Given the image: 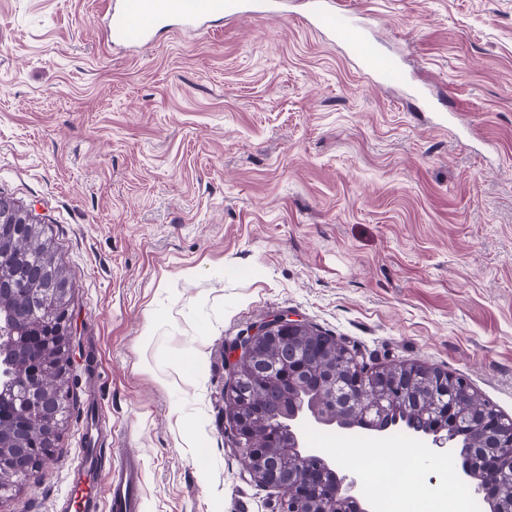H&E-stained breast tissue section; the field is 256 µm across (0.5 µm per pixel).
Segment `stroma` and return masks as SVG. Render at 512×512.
Instances as JSON below:
<instances>
[{"label": "stroma", "mask_w": 512, "mask_h": 512, "mask_svg": "<svg viewBox=\"0 0 512 512\" xmlns=\"http://www.w3.org/2000/svg\"><path fill=\"white\" fill-rule=\"evenodd\" d=\"M347 2L454 124L362 75L305 0L134 47L111 0H0V194L50 227L77 328L53 459L0 512H80L91 404L143 460L144 512H271L224 350L282 310L512 418V0Z\"/></svg>", "instance_id": "stroma-1"}]
</instances>
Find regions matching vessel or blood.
<instances>
[{
  "mask_svg": "<svg viewBox=\"0 0 512 512\" xmlns=\"http://www.w3.org/2000/svg\"><path fill=\"white\" fill-rule=\"evenodd\" d=\"M282 0H113L104 20L110 41L123 45L129 40L146 44L164 29L201 30L220 19L277 13ZM306 24L312 30L343 46L358 67L373 81L385 82L394 76L396 64L369 42L367 26L359 12L335 10L332 0H312ZM101 444L84 449L82 468L93 475H107L109 512H140L141 461L139 456L123 453L106 464Z\"/></svg>",
  "mask_w": 512,
  "mask_h": 512,
  "instance_id": "1",
  "label": "vessel or blood"
}]
</instances>
